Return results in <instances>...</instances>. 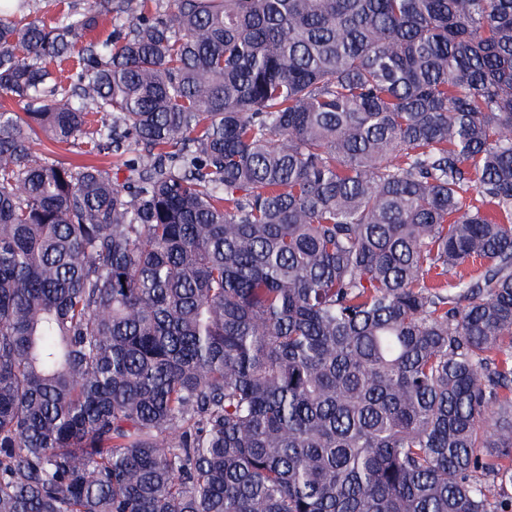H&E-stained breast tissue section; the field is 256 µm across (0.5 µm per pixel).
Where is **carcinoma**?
I'll list each match as a JSON object with an SVG mask.
<instances>
[{"label": "carcinoma", "mask_w": 512, "mask_h": 512, "mask_svg": "<svg viewBox=\"0 0 512 512\" xmlns=\"http://www.w3.org/2000/svg\"><path fill=\"white\" fill-rule=\"evenodd\" d=\"M29 2L0 512H512V0ZM41 139L43 140V144H36L34 146L37 153L44 151L45 146H47L54 151L55 157L62 161L78 162L87 158L80 155V152L85 149L84 144H82L81 141H75V143L69 144L52 145L44 136H41Z\"/></svg>", "instance_id": "cac0c4a2"}]
</instances>
